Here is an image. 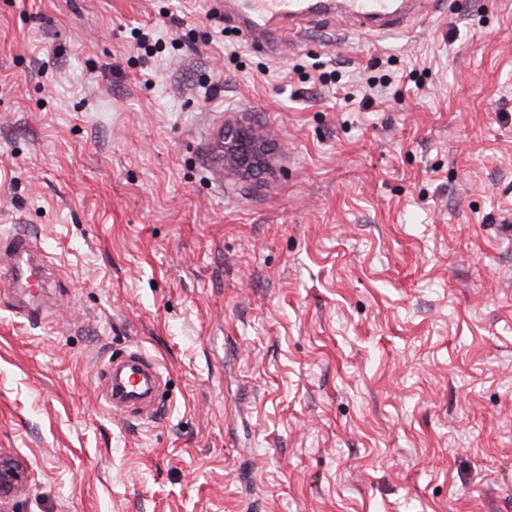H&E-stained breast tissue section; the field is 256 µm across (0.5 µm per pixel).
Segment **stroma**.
I'll list each match as a JSON object with an SVG mask.
<instances>
[{
  "instance_id": "stroma-1",
  "label": "stroma",
  "mask_w": 512,
  "mask_h": 512,
  "mask_svg": "<svg viewBox=\"0 0 512 512\" xmlns=\"http://www.w3.org/2000/svg\"><path fill=\"white\" fill-rule=\"evenodd\" d=\"M216 8L0 0V240L50 273L0 275L15 512H512V0L275 49ZM132 350L150 415L105 401ZM263 159V142L252 130L241 128L224 135L221 160L225 170L245 173L259 165ZM7 248L12 255V263L7 267H1L10 282L17 286L23 283L26 288H44V267L40 263L32 261L37 255L33 242L26 236L15 234L10 237Z\"/></svg>"
}]
</instances>
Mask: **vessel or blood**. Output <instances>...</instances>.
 Returning a JSON list of instances; mask_svg holds the SVG:
<instances>
[{"label":"vessel or blood","mask_w":512,"mask_h":512,"mask_svg":"<svg viewBox=\"0 0 512 512\" xmlns=\"http://www.w3.org/2000/svg\"><path fill=\"white\" fill-rule=\"evenodd\" d=\"M344 13L352 21L375 30H399L402 18L397 0H343ZM314 0H242L236 11L224 16L241 27L252 39L275 36L281 44L302 32V23L314 8ZM7 248L12 262L4 273L9 281L28 288L45 283L44 267L33 260V242L26 236L10 237ZM159 372L156 364L140 354H128L112 363V405L116 408L134 406L153 409L158 390Z\"/></svg>","instance_id":"b4317fda"}]
</instances>
